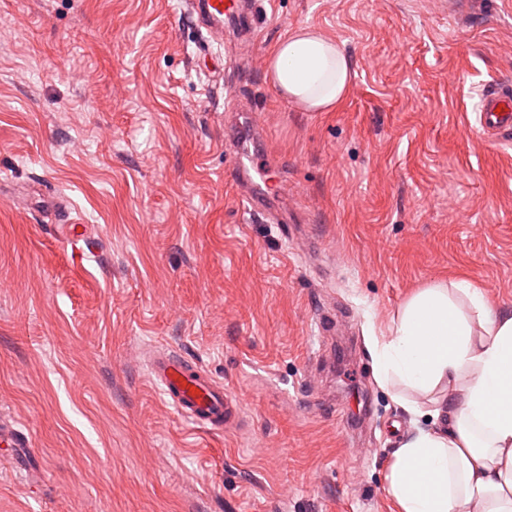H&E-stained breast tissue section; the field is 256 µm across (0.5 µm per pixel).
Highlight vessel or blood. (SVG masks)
<instances>
[{"label":"vessel or blood","instance_id":"vessel-or-blood-1","mask_svg":"<svg viewBox=\"0 0 512 512\" xmlns=\"http://www.w3.org/2000/svg\"><path fill=\"white\" fill-rule=\"evenodd\" d=\"M191 24L215 39L228 24L250 32L253 0H189ZM482 134L494 142L512 137V91L503 83L486 86L475 115ZM259 126L254 113L235 114L231 121L233 176L243 189L242 202L250 216H269L271 195H284V185L267 189L268 169L250 149ZM149 372L176 410L193 425L220 432L241 422V407L223 384L214 381L196 362L171 350H159L149 359Z\"/></svg>","mask_w":512,"mask_h":512}]
</instances>
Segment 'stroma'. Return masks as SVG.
Masks as SVG:
<instances>
[{"instance_id": "35a3bbf8", "label": "stroma", "mask_w": 512, "mask_h": 512, "mask_svg": "<svg viewBox=\"0 0 512 512\" xmlns=\"http://www.w3.org/2000/svg\"><path fill=\"white\" fill-rule=\"evenodd\" d=\"M185 9L0 0V421L26 438L0 446V512H399L387 476L418 423L372 337L457 278L512 315V142L475 125L484 86L512 79V6L257 0L252 44L220 46ZM299 25L349 53L336 111L266 78ZM228 101L261 112L281 222L224 175ZM66 224L95 242L83 260ZM156 347L224 383L239 427L183 418Z\"/></svg>"}]
</instances>
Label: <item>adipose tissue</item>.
Instances as JSON below:
<instances>
[{
	"instance_id": "ef3b65f1",
	"label": "adipose tissue",
	"mask_w": 512,
	"mask_h": 512,
	"mask_svg": "<svg viewBox=\"0 0 512 512\" xmlns=\"http://www.w3.org/2000/svg\"><path fill=\"white\" fill-rule=\"evenodd\" d=\"M351 72L336 38L303 25L273 45L266 76L303 111L332 112ZM375 364L394 401L430 418L395 452L388 491L400 512H512V315L468 280L428 284L376 344Z\"/></svg>"
}]
</instances>
